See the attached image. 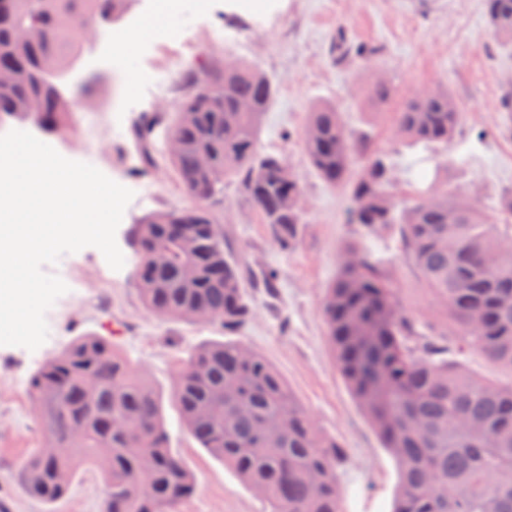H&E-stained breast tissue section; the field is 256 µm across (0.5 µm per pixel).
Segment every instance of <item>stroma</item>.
<instances>
[{
  "mask_svg": "<svg viewBox=\"0 0 512 512\" xmlns=\"http://www.w3.org/2000/svg\"><path fill=\"white\" fill-rule=\"evenodd\" d=\"M163 2L137 0L123 19L127 27L145 14L155 18L150 32L136 34L128 56L113 54L110 28L100 26L63 82L74 98L73 112L50 142L65 158L91 164L133 191L116 232L125 263L113 270L102 252L89 246L45 265L46 273L61 277L83 273L85 292L72 288L57 299L64 313L49 323L48 338L38 349L0 346V512H101L104 484L98 471H81L68 493L50 505L28 495L19 480L31 451L43 445L28 381L48 358L87 333L109 342L164 395L192 349L223 339L247 344L279 372L320 431L342 447L344 458L336 468L342 512H388L395 464L337 369L323 316L340 252L350 245L372 250L384 258L402 308L443 332L448 317L406 256L398 228L370 237L348 222L346 191L321 180L299 133L313 102H337L351 131L369 132L399 165L413 153L394 135V112L417 92L447 87L464 120L453 160L440 168L435 183L474 192L478 207L494 213L512 191V113L501 106L504 97H512V50L493 43L485 0H278L272 13L257 17L228 15L225 0H212L208 10L181 18L164 10ZM341 34L374 48L368 64L339 54ZM201 56L208 72L236 59L255 64L273 80L276 92L259 147L284 157L303 190V222L289 253L280 252L269 226L236 184L225 185L214 205L224 248L244 267L245 292L254 304L251 319L231 332L149 311L140 299L127 240L130 225L146 213L187 203L163 150H156L154 166L145 165L134 126L145 113L174 117L188 90L186 75L195 72ZM195 74L206 81L208 73ZM378 78L394 88L393 98L380 107L366 97ZM159 81L166 85L162 96L155 91ZM477 129L484 130L483 141L475 140ZM268 267L280 271L270 291L255 285ZM163 416L171 448L199 484L180 512H267L259 495L201 448L174 407L164 405Z\"/></svg>",
  "mask_w": 512,
  "mask_h": 512,
  "instance_id": "1",
  "label": "stroma"
}]
</instances>
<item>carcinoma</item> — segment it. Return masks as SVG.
<instances>
[{"instance_id":"cac0c4a2","label":"carcinoma","mask_w":512,"mask_h":512,"mask_svg":"<svg viewBox=\"0 0 512 512\" xmlns=\"http://www.w3.org/2000/svg\"><path fill=\"white\" fill-rule=\"evenodd\" d=\"M134 0H0V121H34L62 131L74 102L59 81L81 57V37L112 24ZM493 38L512 48V0H486ZM21 27L41 39H19ZM192 92L168 126L146 117L136 134L150 147L158 130L180 148L168 154L189 203L145 214L129 235L143 304L159 317L205 321L225 330L252 315L242 269L224 252L212 205L233 179L268 224L277 247L292 251L303 220L302 189L284 180L283 158L259 148L275 95L256 66L235 60L211 80H189ZM392 86L373 81L368 98L387 103ZM40 102V112L28 106ZM463 111L448 89L407 99L395 114L409 150H448ZM304 150L323 182L350 193V222L368 233L391 224L457 336L454 348L404 310L384 266L350 246L323 306L336 366L393 458L398 482L391 512H512V381L469 372L470 351L512 374V194L485 213L454 187L424 185L423 159L404 168L410 194H392L387 155L348 132L340 107L312 105L301 131ZM192 268L196 277L185 278ZM43 446L21 468L28 493L61 499L83 467L104 480L101 512H178L197 490L170 448L162 395L112 345L94 335L72 340L29 381ZM171 400L193 437L262 496L270 512H340L336 463L340 446L322 434L291 398L279 373L242 342H218L179 365Z\"/></svg>"}]
</instances>
